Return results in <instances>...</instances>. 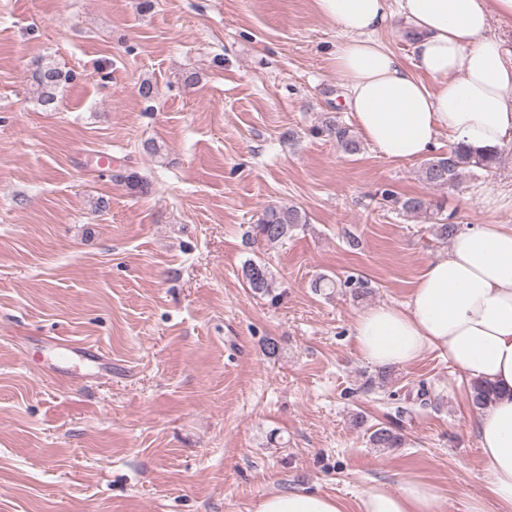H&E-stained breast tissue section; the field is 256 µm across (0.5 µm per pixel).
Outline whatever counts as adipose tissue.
I'll return each mask as SVG.
<instances>
[{
	"label": "adipose tissue",
	"instance_id": "ef3b65f1",
	"mask_svg": "<svg viewBox=\"0 0 512 512\" xmlns=\"http://www.w3.org/2000/svg\"><path fill=\"white\" fill-rule=\"evenodd\" d=\"M341 38L333 62L345 104L380 156L412 160L440 133L475 149L512 143V48L494 33L512 25V0H316ZM404 25L411 54L379 35ZM370 366L402 367L432 349L467 379L489 385L492 402L475 421L489 497L512 512V225L459 229L431 259L405 305H379L352 322ZM255 512H346L303 489L265 496ZM357 512H448L447 496L422 478L371 485Z\"/></svg>",
	"mask_w": 512,
	"mask_h": 512
}]
</instances>
